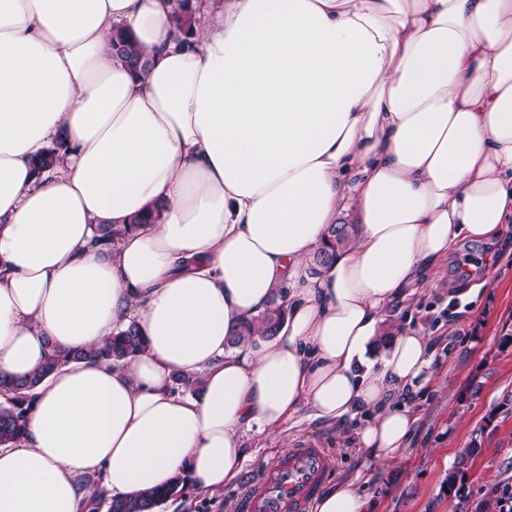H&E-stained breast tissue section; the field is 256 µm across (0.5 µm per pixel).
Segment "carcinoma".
<instances>
[{"mask_svg":"<svg viewBox=\"0 0 512 512\" xmlns=\"http://www.w3.org/2000/svg\"><path fill=\"white\" fill-rule=\"evenodd\" d=\"M173 5L176 15V38L193 34L196 13L200 12L201 3H195L193 0H173ZM112 51L137 75L146 73L154 61V55L131 41L119 26L112 34ZM156 218L158 214L149 212L135 218L129 224H98L95 227L94 242L115 252L129 229L139 224H147ZM353 233L354 225L352 224L331 225L328 242L314 257V264L321 266L330 261L336 250L351 243ZM285 314L284 304L273 303L270 309L244 322L228 340V346L232 348L239 346L250 340L260 329L267 336L274 335L284 322ZM146 347L147 339L139 324L133 320L125 328L87 350L72 352L56 347L51 348L41 368L22 383L1 379L0 395L4 397V402L0 403V445L14 443L22 438L31 409L32 390L56 368L71 360L84 358L107 362L127 361L143 353ZM174 384L178 391L195 394L200 389V378L177 374L174 377ZM475 451L474 447L466 449L465 455L459 459L457 468L448 473L447 491H454L458 482L463 480L465 461ZM79 484L81 488L88 491L85 500L86 512H150L154 507L178 495H184L185 490L189 488L185 480L178 479L164 488L146 489L124 499H108L98 491L99 480L84 477L79 480Z\"/></svg>","mask_w":512,"mask_h":512,"instance_id":"cac0c4a2","label":"carcinoma"}]
</instances>
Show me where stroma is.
I'll use <instances>...</instances> for the list:
<instances>
[{
	"mask_svg": "<svg viewBox=\"0 0 512 512\" xmlns=\"http://www.w3.org/2000/svg\"><path fill=\"white\" fill-rule=\"evenodd\" d=\"M485 269L475 301L449 307L451 292L467 287L462 260ZM412 312L435 343L437 370L411 400L418 425L401 456L370 459L357 446L354 423L304 421L278 437L247 433L249 456L237 484L213 494L188 489L161 512H239L249 482L299 441L314 438L335 460L329 479L351 481L365 512H474L493 487L512 492V244L493 253L483 244L460 243ZM451 316H444L445 308ZM476 447L460 496L443 483L465 448Z\"/></svg>",
	"mask_w": 512,
	"mask_h": 512,
	"instance_id": "stroma-1",
	"label": "stroma"
}]
</instances>
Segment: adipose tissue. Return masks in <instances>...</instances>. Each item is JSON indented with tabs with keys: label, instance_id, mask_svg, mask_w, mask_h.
<instances>
[{
	"label": "adipose tissue",
	"instance_id": "ef3b65f1",
	"mask_svg": "<svg viewBox=\"0 0 512 512\" xmlns=\"http://www.w3.org/2000/svg\"><path fill=\"white\" fill-rule=\"evenodd\" d=\"M117 25L154 53L145 75L114 57ZM174 30L171 0H0V376L133 320L147 338L35 388L0 512H83L81 474L112 498L220 491L243 431L305 416L363 417L359 447L394 460L435 347L388 320L461 239L512 222V0H211L186 44ZM333 224L354 240L314 266ZM280 296L273 336L228 347ZM158 218L157 212H149L146 215H141L135 218L131 224L112 225V224H98L95 227V244L106 246L112 251L118 249L122 237L127 231L138 224H147L152 220Z\"/></svg>",
	"mask_w": 512,
	"mask_h": 512
}]
</instances>
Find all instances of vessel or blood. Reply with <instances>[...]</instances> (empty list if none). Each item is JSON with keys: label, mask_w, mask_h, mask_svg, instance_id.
<instances>
[{"label": "vessel or blood", "mask_w": 512, "mask_h": 512, "mask_svg": "<svg viewBox=\"0 0 512 512\" xmlns=\"http://www.w3.org/2000/svg\"><path fill=\"white\" fill-rule=\"evenodd\" d=\"M333 468L334 459L320 441H300L249 485L240 512H309Z\"/></svg>", "instance_id": "b4317fda"}]
</instances>
